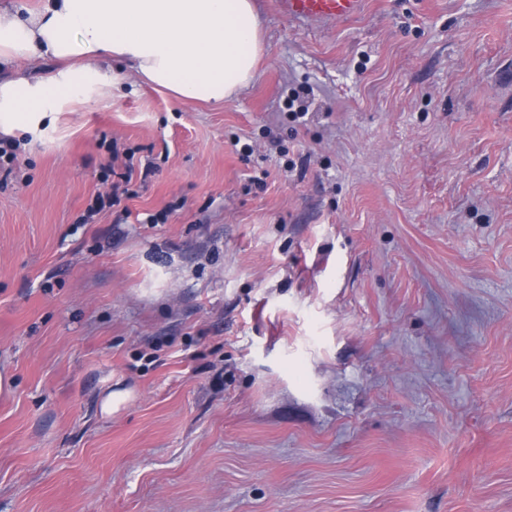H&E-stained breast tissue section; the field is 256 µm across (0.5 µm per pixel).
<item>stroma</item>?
I'll return each instance as SVG.
<instances>
[{
	"label": "stroma",
	"instance_id": "obj_1",
	"mask_svg": "<svg viewBox=\"0 0 512 512\" xmlns=\"http://www.w3.org/2000/svg\"><path fill=\"white\" fill-rule=\"evenodd\" d=\"M256 6L224 104L14 131L0 512H512V0ZM363 0H275L282 14L294 20L335 21L357 16Z\"/></svg>",
	"mask_w": 512,
	"mask_h": 512
}]
</instances>
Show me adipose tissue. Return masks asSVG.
<instances>
[{"label": "adipose tissue", "instance_id": "1", "mask_svg": "<svg viewBox=\"0 0 512 512\" xmlns=\"http://www.w3.org/2000/svg\"><path fill=\"white\" fill-rule=\"evenodd\" d=\"M255 0H43L27 17L0 10V63L52 57L63 70L0 84V131H34L73 99L118 88L123 64L177 99L222 104L256 76Z\"/></svg>", "mask_w": 512, "mask_h": 512}]
</instances>
